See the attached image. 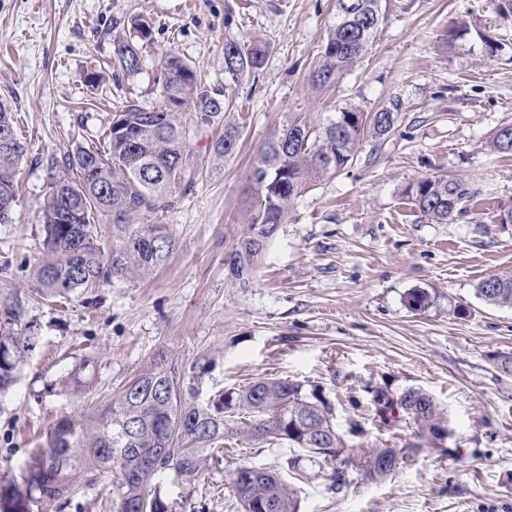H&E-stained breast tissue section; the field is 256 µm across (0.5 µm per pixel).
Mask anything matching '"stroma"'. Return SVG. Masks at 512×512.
Listing matches in <instances>:
<instances>
[{
    "instance_id": "obj_1",
    "label": "stroma",
    "mask_w": 512,
    "mask_h": 512,
    "mask_svg": "<svg viewBox=\"0 0 512 512\" xmlns=\"http://www.w3.org/2000/svg\"><path fill=\"white\" fill-rule=\"evenodd\" d=\"M501 0H389L364 57L335 84L313 87L335 0H0V100L26 153L12 221L0 224V289L28 297L36 336L17 385L0 396V463L19 467L64 416H90L165 350L182 369L202 355L216 367L204 395L260 378L318 386L350 446L393 448L399 464L370 480L354 466L300 460L294 448L230 445L184 512H233L231 475L242 464L283 474L300 512H512V308L476 294L483 278L512 273V155L489 148L512 123V15ZM152 20L141 68H112L113 20ZM469 32L444 36L455 25ZM268 46L256 73L229 82L225 42ZM172 52L213 90L228 88L244 117L236 153L165 211L167 263L138 279L48 303L30 275L43 236L41 209L54 171L76 145L102 143L126 101L160 105L157 61ZM399 103L391 132L366 141L336 175L309 185L281 225L250 287L224 261L246 231L250 168L262 145L296 115L319 126L345 108ZM463 176L470 195L453 221L433 224L406 194L424 176ZM428 292L411 310L406 296ZM89 360L81 385L63 381ZM419 387L444 408L451 433L418 439L410 424H382L374 391Z\"/></svg>"
}]
</instances>
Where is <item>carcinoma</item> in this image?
Wrapping results in <instances>:
<instances>
[{"label": "carcinoma", "instance_id": "cac0c4a2", "mask_svg": "<svg viewBox=\"0 0 512 512\" xmlns=\"http://www.w3.org/2000/svg\"><path fill=\"white\" fill-rule=\"evenodd\" d=\"M335 8L336 22L310 75L315 87L335 83L365 54L386 12L383 0H335ZM113 45L118 65L136 73L138 45L121 37ZM266 50L261 40L227 43L224 69L230 80L260 69ZM158 72L162 106L147 110L127 102L113 115L103 147L77 145L55 174L53 185L64 192L46 194L42 253L32 269L41 297L66 298L163 266L175 245L168 226L133 219L144 210L173 206L196 176L219 171L236 149L241 125L224 92L210 90L194 65L171 52L161 57ZM399 107L343 109L317 129L294 119L264 143L252 166L247 230L227 263L240 287L253 283L306 185L346 167L368 137L389 133ZM13 138L12 147H0V203L7 206L16 200L15 171L26 153L18 134ZM204 139L203 157L196 143ZM492 148L512 155V124L495 131ZM406 194L421 216L446 224L469 189L459 175H437L412 183ZM476 291L488 304L512 307V275L484 278ZM26 305L18 293L0 291V394L14 386L34 348L35 337L23 335ZM213 368V360L201 356L187 373L159 352L92 418L59 420L19 475L0 477V512H44L48 504L96 486L105 474L112 477V512H177L181 500L162 497V481L172 474L185 485L198 482L206 452L230 439L250 447L299 448L313 463H351L368 479L383 477L379 459L393 449L357 454L336 430L333 407L318 387L306 391L298 381L264 378L206 401L202 383ZM395 400L400 419L410 420L418 437L432 440L447 427L444 412L424 389L408 387ZM231 484L239 512H300L295 492L272 469L242 464Z\"/></svg>", "mask_w": 512, "mask_h": 512}]
</instances>
